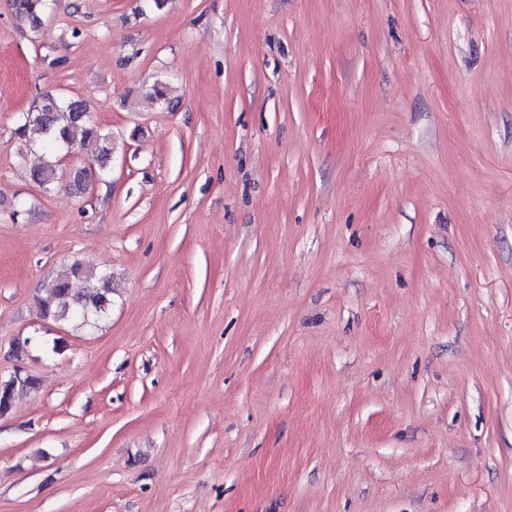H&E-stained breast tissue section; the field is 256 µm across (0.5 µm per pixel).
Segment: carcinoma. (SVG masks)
Listing matches in <instances>:
<instances>
[{"mask_svg":"<svg viewBox=\"0 0 512 512\" xmlns=\"http://www.w3.org/2000/svg\"><path fill=\"white\" fill-rule=\"evenodd\" d=\"M52 0H13L15 13L25 16L32 30H38L51 9ZM15 134L26 144H42L57 150L64 147L89 151L98 170L105 172L112 160V139L98 124L90 119L87 104L82 99H67L45 94L35 101L29 111L18 119ZM31 180L49 189L57 174L56 165L41 162L28 167ZM84 283L75 291L73 282ZM112 274L95 273L74 262L65 274L45 285L46 297L42 300L43 314L58 320L69 318L89 322V316L101 318L112 307ZM30 377L15 376L0 382V416L6 414L15 397L33 388Z\"/></svg>","mask_w":512,"mask_h":512,"instance_id":"carcinoma-1","label":"carcinoma"}]
</instances>
